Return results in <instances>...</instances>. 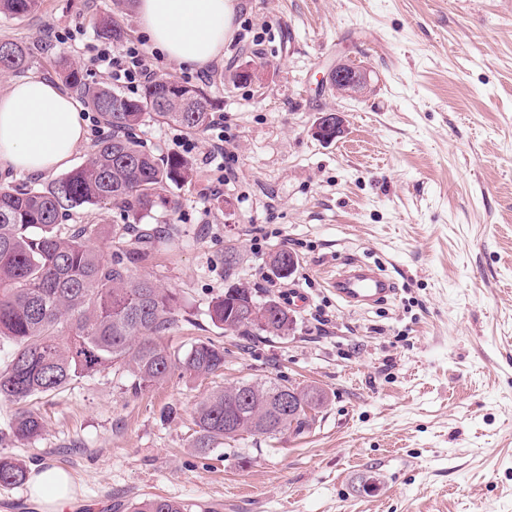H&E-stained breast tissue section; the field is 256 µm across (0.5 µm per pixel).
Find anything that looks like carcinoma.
Instances as JSON below:
<instances>
[{
    "label": "carcinoma",
    "instance_id": "cac0c4a2",
    "mask_svg": "<svg viewBox=\"0 0 512 512\" xmlns=\"http://www.w3.org/2000/svg\"><path fill=\"white\" fill-rule=\"evenodd\" d=\"M40 0H0V14L15 19L36 12ZM97 35L119 41L123 30L107 15L95 23ZM33 46L0 40V72L26 73ZM58 76L101 118L109 134L96 142L93 156L43 187L19 183L0 186V401L22 403L56 392L71 382L106 369H129L139 389L168 376L174 368L192 377H207L224 368V347L210 337L197 339L183 357L163 345L176 326L178 293L164 288L138 269L153 258L154 240L136 248L124 246L128 224L112 225L115 248L106 258L92 243L96 224L63 222L80 210L115 205L134 223L153 217L159 208L175 209L169 187L193 176L188 160L178 154L157 157L146 151L135 130L150 119L194 135L207 128L211 102L206 91L165 78L145 86L136 98L125 97L107 84L89 86L71 62L59 65ZM247 288L224 289L209 303L212 324L230 327L242 336H281L293 319L284 306L270 322L248 320L262 311ZM288 386L275 378L249 385L241 382L217 390L197 407L199 453L244 435L274 438L310 425L309 414L327 402L326 393L306 388L293 411L279 409ZM42 419L21 410L8 434L20 441L41 436ZM26 465L0 456V485H21ZM129 512H190L189 505L166 497H147Z\"/></svg>",
    "mask_w": 512,
    "mask_h": 512
}]
</instances>
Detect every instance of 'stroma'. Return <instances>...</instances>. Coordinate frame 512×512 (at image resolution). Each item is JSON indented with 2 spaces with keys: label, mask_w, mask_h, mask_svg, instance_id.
I'll return each mask as SVG.
<instances>
[{
  "label": "stroma",
  "mask_w": 512,
  "mask_h": 512,
  "mask_svg": "<svg viewBox=\"0 0 512 512\" xmlns=\"http://www.w3.org/2000/svg\"><path fill=\"white\" fill-rule=\"evenodd\" d=\"M113 11L42 0L1 15L0 39L36 44L33 74L55 78L64 57L97 84L92 21ZM235 31L206 81L165 57L157 69L203 85L223 158L205 162L208 131H138L193 167L169 219L144 223L171 228L141 269L181 298L164 343L220 341L223 372L177 368L138 393L128 370L83 378L27 401L44 433L0 453L66 471L70 512L146 495L192 512H512V0H241ZM339 62L370 70L371 92L325 87ZM327 112L344 120L331 142L315 132ZM276 249L297 257L290 277L268 268ZM352 261L395 294L348 306L329 280ZM233 284L290 305L288 334L213 326L208 305ZM269 377L326 392L311 427L199 454L197 404Z\"/></svg>",
  "instance_id": "35a3bbf8"
}]
</instances>
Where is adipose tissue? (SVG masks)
I'll use <instances>...</instances> for the list:
<instances>
[{
	"label": "adipose tissue",
	"instance_id": "adipose-tissue-1",
	"mask_svg": "<svg viewBox=\"0 0 512 512\" xmlns=\"http://www.w3.org/2000/svg\"><path fill=\"white\" fill-rule=\"evenodd\" d=\"M237 0H138L142 31L180 63L203 66L234 34ZM86 138L80 106L57 82L32 75L0 93V170L48 175L65 166ZM28 492L40 512H64L77 493L67 472L34 466Z\"/></svg>",
	"mask_w": 512,
	"mask_h": 512
}]
</instances>
